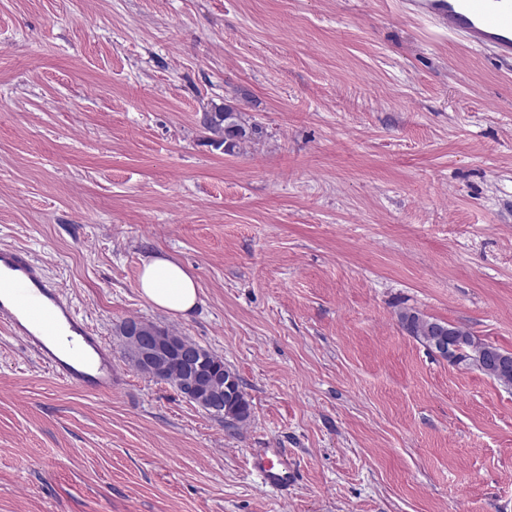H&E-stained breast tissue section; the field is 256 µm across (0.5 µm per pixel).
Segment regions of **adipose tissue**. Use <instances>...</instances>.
Segmentation results:
<instances>
[{
    "label": "adipose tissue",
    "instance_id": "obj_1",
    "mask_svg": "<svg viewBox=\"0 0 512 512\" xmlns=\"http://www.w3.org/2000/svg\"><path fill=\"white\" fill-rule=\"evenodd\" d=\"M138 288L147 302L176 316L188 317L198 304L199 290L192 276L158 254L143 260Z\"/></svg>",
    "mask_w": 512,
    "mask_h": 512
}]
</instances>
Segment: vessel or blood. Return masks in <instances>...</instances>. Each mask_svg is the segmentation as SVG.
<instances>
[{
  "label": "vessel or blood",
  "instance_id": "obj_1",
  "mask_svg": "<svg viewBox=\"0 0 512 512\" xmlns=\"http://www.w3.org/2000/svg\"><path fill=\"white\" fill-rule=\"evenodd\" d=\"M401 11L424 19L449 37L512 59V0H398ZM0 327L19 337L58 379L98 395L112 391L111 350L22 249H0ZM262 483L285 492L296 465L283 449H259Z\"/></svg>",
  "mask_w": 512,
  "mask_h": 512
}]
</instances>
